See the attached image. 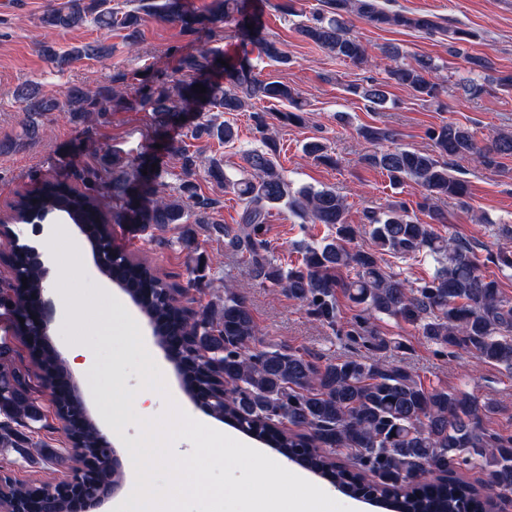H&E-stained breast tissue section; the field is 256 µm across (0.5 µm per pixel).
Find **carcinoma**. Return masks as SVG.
Returning a JSON list of instances; mask_svg holds the SVG:
<instances>
[{"label": "carcinoma", "mask_w": 512, "mask_h": 512, "mask_svg": "<svg viewBox=\"0 0 512 512\" xmlns=\"http://www.w3.org/2000/svg\"><path fill=\"white\" fill-rule=\"evenodd\" d=\"M111 0H68L67 6L42 15L41 23L54 30L82 25L91 16L106 32L121 30L129 44L141 36L148 17L180 24L183 31L211 38L215 23L233 22L241 35L242 51L229 67L217 62L219 51L199 48L185 52L175 49L180 69L190 80L170 84L146 68L143 72L117 73L112 84L95 90L71 86L61 95L29 85L17 92L24 115V136L38 137L39 120L64 112L69 121L83 126L105 118L104 105L114 102L132 109L150 106L160 128L186 126L196 139L207 136L222 144L238 137L235 126L215 118L203 119L212 109L231 114L242 112L251 101L286 102L300 107L299 92L280 82L259 78L250 54L286 64L282 43L268 37L260 18L250 10L248 0H211L207 16L188 6V0H142V5L122 11ZM355 15L370 26L383 29L403 27L424 34L449 33L429 15H407L387 10L380 0H320L311 18L298 26V33L331 58L364 63L368 51L351 36L347 17ZM253 29H248V26ZM462 41L467 32L454 30ZM110 51L101 43L73 48L65 55L53 46H43V54L62 68L83 56ZM392 62L387 80L353 84L346 91L377 110L387 101L386 87L392 81L410 89L418 97L433 98L439 84L432 80L433 60L415 56L404 62L396 48L382 50ZM138 85L137 99L125 100L119 85ZM201 84L206 92H195ZM256 132L263 147L241 151L247 176L235 178L224 171L223 161L191 152L180 142L162 144V151L181 160L179 198L168 200L155 194L161 177L157 153H143L112 179L104 181L88 168L73 172L82 182L77 189L65 180L47 181L35 193L23 196L15 218L29 222L40 214L66 213L73 223L87 226L86 237L93 242L112 239L110 224L180 230L179 240L192 248L191 224L210 223L217 201L198 192L197 171L204 169L211 180L224 185L243 202L239 224L231 231L218 222L212 230L224 235L231 251L245 255L255 277L270 288H279L304 302L315 319L336 329L354 343L369 348H386L391 341L375 325L379 316L398 318L416 327L427 341L453 353L465 349L485 363L503 366L512 372V299L500 291L498 282L480 270L473 249L453 236H443L432 224L412 219L403 203L385 211H368L365 232L371 248H350L355 236L346 221V205L330 189H293L292 182L277 159V145L268 135L266 110L252 112ZM360 136L368 143L388 140L385 129L367 126ZM434 144L431 153L408 148L366 153L363 161L378 169L395 186L413 182L424 195L427 214L433 224L444 223L438 201L449 198L467 204L468 182L452 174L451 161H473L487 168H499L502 159L512 156V132L500 133L479 145L473 133L456 123H443L428 130ZM105 195L116 201L112 219L101 206ZM279 206L311 224L336 229L335 236L304 246L301 259L283 269L276 262L265 227L269 208ZM424 253L437 264L432 278L412 288L386 270L385 256L405 258ZM502 271L512 270V248L502 245L490 254ZM112 276L128 289L150 290L153 299L143 312L160 336H185L182 346L184 377L189 387L210 390L217 384L228 389L211 403L212 414L246 434H268L276 452L295 459L303 469L336 485L351 495H361L396 505V512H494L496 499L512 495V435L487 428L484 420L491 406L460 389L428 390L409 369L389 361L346 358L323 363L307 351L265 341L245 300L227 290L224 298L192 313L183 304L185 288L159 275L154 268L124 254L112 262ZM16 273L27 278L28 287H41V273L28 259ZM343 294L358 308L348 328L337 326V294ZM202 353L206 361L195 364ZM0 349V447L27 454L25 431L42 420L36 403L39 388L29 384V373L9 362ZM44 373L40 388L56 379L65 385L69 374L63 362L50 351L36 354ZM71 438L93 462L92 483H112V472L100 464L102 447L95 427L82 418L71 421ZM353 461L351 467L336 463L338 455ZM426 468L448 475L445 483L405 490L416 470ZM476 470L485 476L476 485L462 477Z\"/></svg>", "instance_id": "1"}]
</instances>
